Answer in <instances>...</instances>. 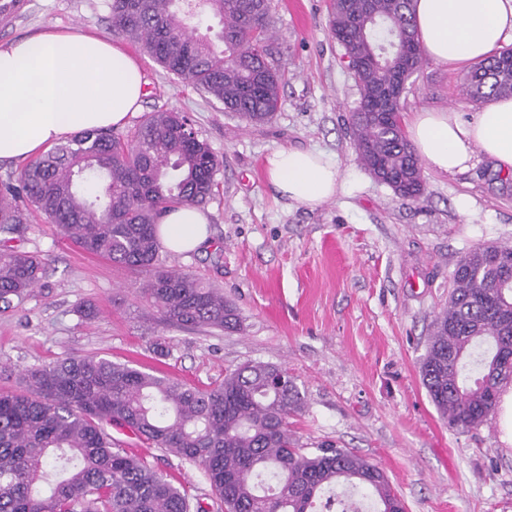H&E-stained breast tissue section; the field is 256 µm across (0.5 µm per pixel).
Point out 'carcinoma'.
Wrapping results in <instances>:
<instances>
[{"mask_svg":"<svg viewBox=\"0 0 512 512\" xmlns=\"http://www.w3.org/2000/svg\"><path fill=\"white\" fill-rule=\"evenodd\" d=\"M112 31L167 73L249 124L270 122L283 74L268 60V0H112ZM211 14L216 38L200 32ZM332 36L359 91L350 113L364 168L396 195L424 192L422 163L401 120L399 76L423 63L412 0H331ZM377 56V63L363 61ZM469 99L512 96V65L495 56L465 80ZM222 160L181 112H148L125 136L79 131L0 183V310L46 274L36 253L12 242L32 213L83 251L146 275L140 288L167 325L235 332L242 321L224 293L182 269L157 266V223L167 208L207 201ZM488 247L454 269L448 307L434 319L420 376L461 432L485 425L512 383V280ZM26 390L0 392V512H190L188 493L125 448L109 428L203 470L225 512H331L341 486L374 512H405L386 473L349 448H300L289 420L305 407L288 369L245 363L214 386H188L98 356H68L26 370Z\"/></svg>","mask_w":512,"mask_h":512,"instance_id":"carcinoma-1","label":"carcinoma"}]
</instances>
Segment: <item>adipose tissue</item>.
I'll list each match as a JSON object with an SVG mask.
<instances>
[{
    "instance_id": "ef3b65f1",
    "label": "adipose tissue",
    "mask_w": 512,
    "mask_h": 512,
    "mask_svg": "<svg viewBox=\"0 0 512 512\" xmlns=\"http://www.w3.org/2000/svg\"><path fill=\"white\" fill-rule=\"evenodd\" d=\"M424 53L457 71L499 52L512 40V0H413ZM138 62L106 39L48 28L0 44V162L45 151L78 130L124 125L144 95ZM414 150L431 170L454 175L485 160L512 173V97H500L466 121L453 111L423 110L408 122ZM280 197L315 207L332 199L340 171L322 152L279 148L265 158ZM207 211H165L158 223L170 251L201 248Z\"/></svg>"
}]
</instances>
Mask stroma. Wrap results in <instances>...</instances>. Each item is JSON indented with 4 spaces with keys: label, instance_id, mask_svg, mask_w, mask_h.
<instances>
[{
    "label": "stroma",
    "instance_id": "stroma-1",
    "mask_svg": "<svg viewBox=\"0 0 512 512\" xmlns=\"http://www.w3.org/2000/svg\"><path fill=\"white\" fill-rule=\"evenodd\" d=\"M0 19V43L46 27L112 38L110 0H24ZM330 0H270L274 64L286 71L280 108L249 126L139 55L146 85L131 131L146 112L184 113L222 158L206 202L208 246L163 266L223 289L243 327L164 326L139 292L141 273L88 254L34 217L18 246L47 262L40 287L0 312V389L30 368L98 355L208 387L248 362L288 368L305 396L290 421L299 445L350 448L382 468L407 512H512V444L500 414L475 431L450 430L420 377L430 325L447 305L451 273L480 245H512V175L480 163L463 174L424 170L425 191L405 200L376 181L355 152L349 115L359 92L329 28ZM466 75L434 61L407 82L405 112H478ZM277 148L318 150L334 161V199L309 208L279 197L264 159ZM98 314L88 320L85 305ZM113 439L185 486L192 506L224 512L203 470L131 433Z\"/></svg>",
    "mask_w": 512,
    "mask_h": 512
}]
</instances>
